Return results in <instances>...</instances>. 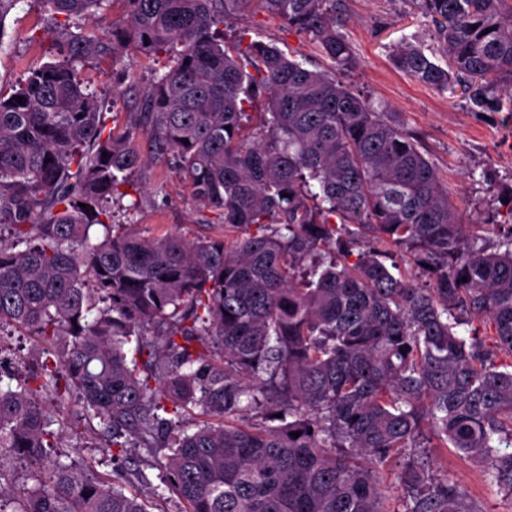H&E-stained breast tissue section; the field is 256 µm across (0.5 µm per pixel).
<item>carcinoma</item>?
<instances>
[{
	"label": "carcinoma",
	"mask_w": 512,
	"mask_h": 512,
	"mask_svg": "<svg viewBox=\"0 0 512 512\" xmlns=\"http://www.w3.org/2000/svg\"><path fill=\"white\" fill-rule=\"evenodd\" d=\"M122 2L104 35L113 0H44L56 58L0 97V331L45 354L0 388V462L33 481L17 488L0 466V512H147L57 458L65 423L42 395L72 392L112 446L169 450L182 512H392L383 466L396 456L405 512H471L429 475L425 449L448 446L512 495V233L468 238L435 166L335 73L244 30L224 41L253 0ZM258 2L334 69L355 64L330 0ZM420 3L449 68L406 41L394 66L437 90L467 78L475 104L499 105L512 0ZM126 46L168 64L117 134L85 70ZM143 133L224 233L89 242L146 166ZM264 410L279 425L254 426Z\"/></svg>",
	"instance_id": "carcinoma-1"
}]
</instances>
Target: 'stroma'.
Masks as SVG:
<instances>
[{
	"instance_id": "1",
	"label": "stroma",
	"mask_w": 512,
	"mask_h": 512,
	"mask_svg": "<svg viewBox=\"0 0 512 512\" xmlns=\"http://www.w3.org/2000/svg\"><path fill=\"white\" fill-rule=\"evenodd\" d=\"M47 13L42 0H20L5 18L0 35V95L10 96L28 71L53 59V45L46 29ZM336 26L345 35L355 54L352 71L339 73L341 81L367 96L375 109L392 113L402 130L415 141L424 156L433 162L448 193L460 212L462 223L471 227V236L486 244L512 227L499 201L512 193V112L473 103L463 84L447 91L421 85L397 70L392 51L403 41H411L437 63L445 57L434 37V24L420 8L418 0H336ZM241 29L260 33L287 55L305 59L313 70L327 71L330 60L323 57L308 39L289 30L258 4H251L242 16L229 21L227 38ZM122 62L131 74L120 98L112 96V65L103 61L91 71V89L104 103L109 128L123 131L130 112L148 90L153 74L162 68L163 58L146 59L134 49L122 53ZM136 145L149 164L133 181L143 187V204L134 215L124 207L131 197L110 205L112 220L132 223L136 230L157 235L179 232L193 238L212 234L185 185L164 162L155 160L147 136H138ZM40 345L35 337L19 331L0 335V361L15 376H23ZM77 399H70L62 412L71 425L57 441L62 461H75L105 479H115L126 464L143 468L150 484L129 481L126 493H137L147 503L148 512H180L182 505L164 483L165 450L144 454L128 449L125 458L113 457L108 440L97 423L81 420ZM429 455L437 477L448 479L464 494L475 512H512V496L485 482L482 472L457 449L433 448Z\"/></svg>"
}]
</instances>
